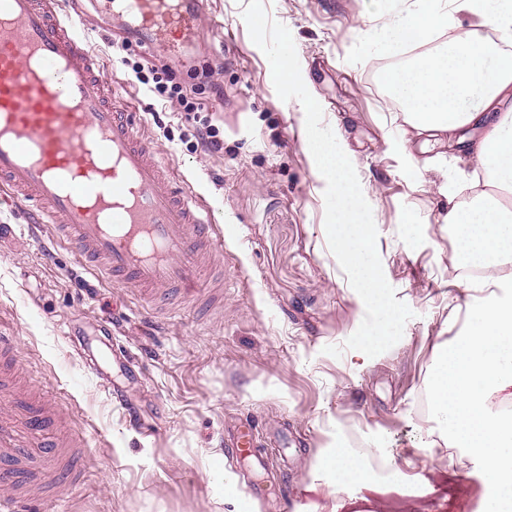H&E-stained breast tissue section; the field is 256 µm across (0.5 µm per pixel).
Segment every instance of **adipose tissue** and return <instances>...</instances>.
Listing matches in <instances>:
<instances>
[{
	"label": "adipose tissue",
	"mask_w": 512,
	"mask_h": 512,
	"mask_svg": "<svg viewBox=\"0 0 512 512\" xmlns=\"http://www.w3.org/2000/svg\"><path fill=\"white\" fill-rule=\"evenodd\" d=\"M420 8L394 0L382 22L381 52L451 30L448 42L404 67L382 71L412 128L443 141L469 128L485 133L467 150L488 180L512 187V0H420ZM480 98L479 108L468 104ZM455 254L480 269L481 297L468 302L462 333L442 345L432 368L433 414L452 447L479 459L493 487L485 512H512V414L493 410L492 398L512 400V208L482 192L452 201L444 218Z\"/></svg>",
	"instance_id": "1"
}]
</instances>
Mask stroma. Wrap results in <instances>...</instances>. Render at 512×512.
Returning <instances> with one entry per match:
<instances>
[{
	"instance_id": "obj_1",
	"label": "stroma",
	"mask_w": 512,
	"mask_h": 512,
	"mask_svg": "<svg viewBox=\"0 0 512 512\" xmlns=\"http://www.w3.org/2000/svg\"><path fill=\"white\" fill-rule=\"evenodd\" d=\"M249 0H204L186 55L151 59L87 18L88 45L135 114L141 134L186 177L222 229L207 259L223 269V300L209 311L92 275L53 225L30 226L0 202V332L13 336L16 369L57 397L58 438L78 437L75 481L38 473L28 512H483L488 482L466 449L452 447L418 404L440 346L456 336L469 277L451 256L447 189L469 199L478 175L469 153L444 143L423 153L404 106L375 83L391 64L373 53L389 0H264L293 37L305 85L344 145L370 204L377 251L395 297L413 312L390 350L362 360L344 342L365 307L330 251L326 183L312 171L301 103L281 100L271 65L243 18ZM168 64L202 100L224 137L197 145L178 101L138 83L134 67ZM402 150H395V143ZM431 156L418 168L405 161ZM114 326V343L141 361L124 382L140 419L130 424L69 335ZM343 347L341 357L326 346ZM266 441L287 432L278 459L288 494L253 500L252 475L225 442L241 422ZM358 449L362 468L386 476L335 493L326 463Z\"/></svg>"
}]
</instances>
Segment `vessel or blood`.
<instances>
[{
    "instance_id": "b4317fda",
    "label": "vessel or blood",
    "mask_w": 512,
    "mask_h": 512,
    "mask_svg": "<svg viewBox=\"0 0 512 512\" xmlns=\"http://www.w3.org/2000/svg\"><path fill=\"white\" fill-rule=\"evenodd\" d=\"M145 52L182 53L201 22V0H92ZM85 38L81 0H0V190L26 203L30 221L55 224L96 274L147 296L171 286L203 288L198 257L215 250L211 215L144 138ZM86 364L113 358L134 378L132 354L82 339ZM55 397L9 398L0 411V512H17L34 465L58 462L45 438ZM257 430L241 427L229 445L257 467L270 464Z\"/></svg>"
}]
</instances>
